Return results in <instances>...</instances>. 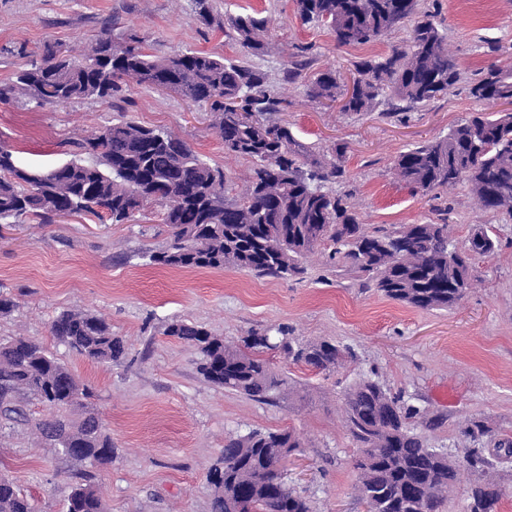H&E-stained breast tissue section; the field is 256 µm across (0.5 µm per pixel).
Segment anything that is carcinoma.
I'll list each match as a JSON object with an SVG mask.
<instances>
[{
	"label": "carcinoma",
	"instance_id": "1",
	"mask_svg": "<svg viewBox=\"0 0 512 512\" xmlns=\"http://www.w3.org/2000/svg\"><path fill=\"white\" fill-rule=\"evenodd\" d=\"M419 0H296L305 22L328 27L341 46L364 45L414 21L409 43L356 65L359 77L346 90L336 71L316 73L310 95L344 100L350 114L371 112L385 93L405 107L425 106L448 94L460 80L446 36ZM233 27L243 53L267 49L264 21L237 19ZM147 40L131 32L112 39L107 26L81 61L46 43L40 64L28 60L0 97L27 96L54 104L82 98L104 102L122 85L175 92L211 113L210 128L224 151L253 163L245 189L233 192L224 169L202 160L176 135L120 122L75 142L73 158L46 171L18 165L11 146L0 143V221L28 218L41 224L63 212L89 213L113 224L130 221L149 204L163 208L170 243L145 256L155 265L222 269L233 266L261 277L285 278L304 271L303 259L319 246L365 277L385 297L421 310H448L472 285V260L489 257L498 240L485 224L474 225L464 246L446 224H405L370 233L346 199L326 189L341 174L326 159L296 140L276 119L283 100L266 73L243 61L188 51L168 56L148 52ZM474 98L512 104V68L492 65L471 88ZM396 178L427 195L460 183L486 210L512 215V112H474L444 136L401 153ZM51 335L70 351L110 365L125 356L121 339L100 316L64 310L51 322ZM165 335L194 348L199 370L210 383L251 399L276 402L288 377L264 357L279 349L295 364L331 371L349 351L331 341L299 343L253 330L243 345L224 342L183 320ZM23 395L55 411L36 423L49 447L91 466L112 463V438L90 393L67 365L41 344L16 336L0 341V419L26 420ZM345 423L359 448L356 490L367 512H440L462 471L480 468L483 481L471 488L470 512H495L501 498L491 461L476 449L463 460L430 447L414 432L420 410L372 379H360L344 397ZM302 447L291 432L251 430L224 444L223 467L209 470L212 512H310L308 500L271 470L282 448ZM0 512H37L34 501L0 474ZM65 512H104L92 475L81 472Z\"/></svg>",
	"mask_w": 512,
	"mask_h": 512
}]
</instances>
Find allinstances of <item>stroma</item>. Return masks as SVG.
<instances>
[{
  "instance_id": "35a3bbf8",
  "label": "stroma",
  "mask_w": 512,
  "mask_h": 512,
  "mask_svg": "<svg viewBox=\"0 0 512 512\" xmlns=\"http://www.w3.org/2000/svg\"><path fill=\"white\" fill-rule=\"evenodd\" d=\"M419 4L447 38L458 83L421 108L396 112L386 97L377 110L355 115L311 98L312 75L333 68L352 86L356 64L388 55L409 39L411 24L374 43L340 46L329 28L302 22L294 0H212L208 21L194 0H0V85L12 79L23 53L38 54L47 41L86 47L107 24L116 36L131 28L146 34L157 56L190 50L243 59L284 93L288 105L280 117L297 140L329 158L342 148L343 176L331 189L348 195L367 230L445 224L461 246L473 225L486 224L499 243L492 256L475 261V279L455 308L424 311L364 287L359 274L333 265L321 249L307 258L304 273L283 279L231 267L148 264L145 251L161 249L169 237L153 207L125 224L76 216L0 223V294L17 303L0 316V339L40 343L91 391L114 448L111 464L92 471L104 512H211L208 469L225 441L253 429L301 439V452L288 461V482L311 512H365L355 489L357 445L343 421L344 396L363 377L420 408L416 432L453 458L473 446L462 432L472 419L483 421L493 438L512 440V217L481 209L465 184L423 197L392 173L400 153L446 134L470 113L503 110L500 102H477L470 88L490 66H512V0ZM242 15L265 20L267 53L243 54L231 26ZM293 67L297 79L285 82ZM119 122L172 132L232 181L251 168L249 160L225 154L204 107L171 92L134 86L109 104L0 100V143L34 169L69 160L72 138ZM67 309L104 317L122 339L125 358L99 364L59 344L50 324ZM175 319L233 345L250 331L281 326L303 342L334 341L355 357L319 372L270 353L290 387L267 405L206 381L195 351L166 335ZM21 404L27 422L0 420V473L42 512H63L84 467L45 447L37 434L35 422L50 418L52 409L27 397Z\"/></svg>"
}]
</instances>
